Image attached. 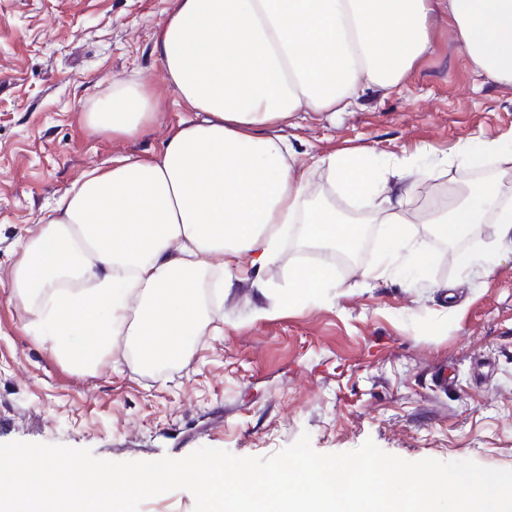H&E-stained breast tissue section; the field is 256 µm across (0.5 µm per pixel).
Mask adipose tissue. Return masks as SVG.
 <instances>
[{
    "label": "adipose tissue",
    "mask_w": 512,
    "mask_h": 512,
    "mask_svg": "<svg viewBox=\"0 0 512 512\" xmlns=\"http://www.w3.org/2000/svg\"><path fill=\"white\" fill-rule=\"evenodd\" d=\"M438 13L473 70L512 82V0H177L154 49L198 117L181 121L158 157L87 173L22 243L11 286L34 336L81 371L119 348L143 366L181 360L218 320L211 304L231 292L242 265L279 259L289 225L307 244L354 250L361 225L309 199L294 148L272 129L399 88L432 51ZM159 115L143 83L117 80L86 121L133 137ZM315 166L380 215L391 252L403 248L405 202L385 196L363 156ZM427 222L447 242L492 224L499 244L512 245V201L495 181ZM209 271L222 274L220 287L202 288Z\"/></svg>",
    "instance_id": "ef3b65f1"
}]
</instances>
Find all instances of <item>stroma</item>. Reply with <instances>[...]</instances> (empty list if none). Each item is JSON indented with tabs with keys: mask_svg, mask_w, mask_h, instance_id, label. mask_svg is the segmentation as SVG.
Instances as JSON below:
<instances>
[{
	"mask_svg": "<svg viewBox=\"0 0 512 512\" xmlns=\"http://www.w3.org/2000/svg\"><path fill=\"white\" fill-rule=\"evenodd\" d=\"M174 0H0V442L87 448L110 461L181 459L198 448L269 457L309 433L320 453L373 441L408 461L470 459L512 469V248H496L480 224L455 244L434 238L422 215L429 191L501 176L451 168L420 183L387 169L388 193L406 199L416 248L402 271L370 282L385 254V227L369 224L367 248L336 269L335 287L256 317L244 281L224 299L218 336H199L180 362L145 368L115 353L96 370L61 362L29 330L13 294L17 242L91 169L125 155L152 159L190 113L154 50ZM434 51L395 92L370 91L351 112H300L280 129L310 173L309 192L351 213L316 159L373 153L428 166L461 141L482 150L512 145V83L474 71L448 31L433 21ZM144 83L161 116L133 138L85 122L117 79ZM491 254L462 274L463 256ZM320 248L285 237L260 277L287 289L314 268Z\"/></svg>",
	"mask_w": 512,
	"mask_h": 512,
	"instance_id": "35a3bbf8",
	"label": "stroma"
}]
</instances>
